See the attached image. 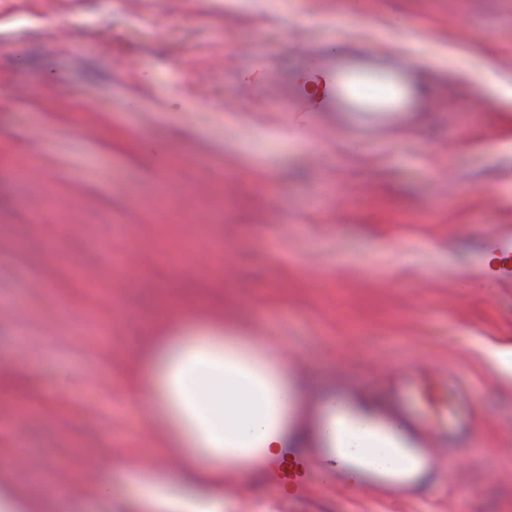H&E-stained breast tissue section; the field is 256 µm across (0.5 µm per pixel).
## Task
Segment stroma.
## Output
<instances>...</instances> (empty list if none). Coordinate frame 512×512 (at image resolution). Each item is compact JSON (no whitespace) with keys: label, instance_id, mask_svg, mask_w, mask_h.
Listing matches in <instances>:
<instances>
[{"label":"stroma","instance_id":"obj_1","mask_svg":"<svg viewBox=\"0 0 512 512\" xmlns=\"http://www.w3.org/2000/svg\"><path fill=\"white\" fill-rule=\"evenodd\" d=\"M386 29L428 63L432 106L381 147L259 77ZM503 79L512 0H0V400L26 411L0 436V512H140L126 379L163 317L219 314L295 350L310 393L378 405L450 367L470 399L455 482L389 500L319 470L297 497L237 473L235 512H512V374L487 356L512 352V285L479 278L481 241L512 226V102L480 105Z\"/></svg>","mask_w":512,"mask_h":512}]
</instances>
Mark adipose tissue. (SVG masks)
I'll return each instance as SVG.
<instances>
[{
    "label": "adipose tissue",
    "instance_id": "ef3b65f1",
    "mask_svg": "<svg viewBox=\"0 0 512 512\" xmlns=\"http://www.w3.org/2000/svg\"><path fill=\"white\" fill-rule=\"evenodd\" d=\"M145 360L154 375L149 402L158 414L152 443L176 448L182 463L177 487L156 475H134L146 512H226L225 471L256 472L288 448L337 447L348 423L387 437L390 447L412 445L362 398L344 393L318 399L300 418L306 391L293 352L218 318L196 333L156 337Z\"/></svg>",
    "mask_w": 512,
    "mask_h": 512
}]
</instances>
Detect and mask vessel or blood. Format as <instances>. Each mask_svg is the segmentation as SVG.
Returning a JSON list of instances; mask_svg holds the SVG:
<instances>
[{
    "label": "vessel or blood",
    "instance_id": "vessel-or-blood-1",
    "mask_svg": "<svg viewBox=\"0 0 512 512\" xmlns=\"http://www.w3.org/2000/svg\"><path fill=\"white\" fill-rule=\"evenodd\" d=\"M296 52L311 60L313 70L323 75L325 86L320 96L312 97L305 93L303 85H292L287 96L294 110L314 109L327 127L371 145L381 143L388 133L415 119L417 112L409 107L408 99L422 70L398 39L382 36L378 48L364 55L319 54L304 43L297 46ZM490 248L497 262L484 271L487 283L512 285V228L493 234ZM413 383L428 391L436 387L447 390L450 402L443 412L449 421L459 422L467 395L458 373L426 372L414 378ZM405 399V390L395 391L383 415L409 428L413 421L406 413ZM452 445V439L437 437L417 448H339L331 458L336 461L339 484L355 482L409 495L416 490L420 475L440 467L454 470ZM331 458L317 448L304 456L293 455L287 468L272 470L271 478L300 494L308 489L313 468Z\"/></svg>",
    "mask_w": 512,
    "mask_h": 512
}]
</instances>
